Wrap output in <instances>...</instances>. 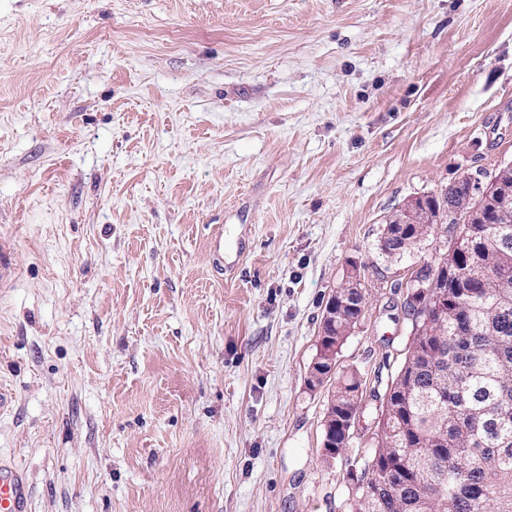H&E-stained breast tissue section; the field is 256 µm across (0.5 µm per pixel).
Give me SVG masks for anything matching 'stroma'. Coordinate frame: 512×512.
<instances>
[{
    "label": "stroma",
    "mask_w": 512,
    "mask_h": 512,
    "mask_svg": "<svg viewBox=\"0 0 512 512\" xmlns=\"http://www.w3.org/2000/svg\"><path fill=\"white\" fill-rule=\"evenodd\" d=\"M511 161L512 0H0V458L31 512H348L452 234L390 255L385 222ZM354 275L330 458L309 369ZM355 382L352 376L350 377H342L337 382H341L344 385V388H341V391L344 390H354L349 392V395L343 393L336 399V391L333 392L331 396V400L323 421V444L322 450L323 454L329 457H335L336 453L348 444V439L350 435V430L354 426V419H342L340 415H337L336 409L343 408L341 404V398H350L353 401V405H358V394L360 383L356 379ZM338 432V435L336 433Z\"/></svg>",
    "instance_id": "obj_1"
}]
</instances>
